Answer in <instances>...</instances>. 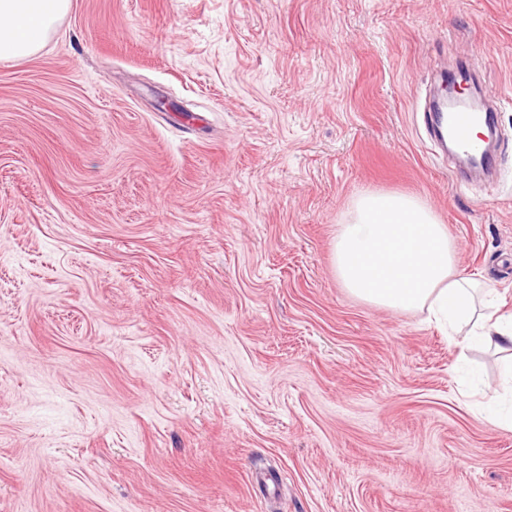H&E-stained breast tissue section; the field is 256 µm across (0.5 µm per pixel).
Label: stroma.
I'll list each match as a JSON object with an SVG mask.
<instances>
[{"label":"stroma","instance_id":"stroma-1","mask_svg":"<svg viewBox=\"0 0 512 512\" xmlns=\"http://www.w3.org/2000/svg\"><path fill=\"white\" fill-rule=\"evenodd\" d=\"M463 55L494 183L424 124ZM365 191L512 311V0H72L0 61V512H512L500 355L333 272Z\"/></svg>","mask_w":512,"mask_h":512}]
</instances>
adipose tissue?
I'll list each match as a JSON object with an SVG mask.
<instances>
[{
	"mask_svg": "<svg viewBox=\"0 0 512 512\" xmlns=\"http://www.w3.org/2000/svg\"><path fill=\"white\" fill-rule=\"evenodd\" d=\"M70 0H0V61L35 56L68 12ZM332 263L348 292L399 312L425 311L450 328L512 351V313L496 310L488 283L461 276L457 248L420 199L365 192L337 225Z\"/></svg>",
	"mask_w": 512,
	"mask_h": 512,
	"instance_id": "1",
	"label": "adipose tissue"
}]
</instances>
